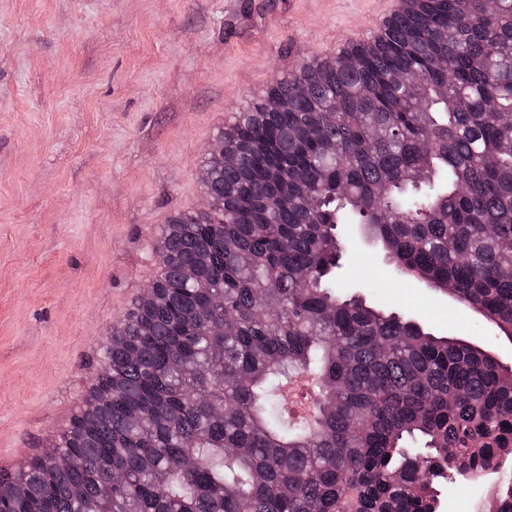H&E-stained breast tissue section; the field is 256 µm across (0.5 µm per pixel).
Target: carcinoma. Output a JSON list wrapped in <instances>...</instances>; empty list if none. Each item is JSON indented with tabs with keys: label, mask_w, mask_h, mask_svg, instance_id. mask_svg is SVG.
<instances>
[{
	"label": "carcinoma",
	"mask_w": 512,
	"mask_h": 512,
	"mask_svg": "<svg viewBox=\"0 0 512 512\" xmlns=\"http://www.w3.org/2000/svg\"><path fill=\"white\" fill-rule=\"evenodd\" d=\"M416 70L420 84L401 79ZM271 94L287 108L256 101L220 133L235 164L203 185L219 206L162 229L159 275L55 440L81 466L0 469V512H99L114 472L112 512H438L448 473L512 456L511 366L332 277L338 226L360 224L392 268L453 287L512 338V0L490 15L409 0L383 35L303 62ZM333 101L342 111H324ZM225 319L214 362L208 325ZM294 377L313 379L309 419L281 414ZM492 499L512 512V483Z\"/></svg>",
	"instance_id": "obj_1"
}]
</instances>
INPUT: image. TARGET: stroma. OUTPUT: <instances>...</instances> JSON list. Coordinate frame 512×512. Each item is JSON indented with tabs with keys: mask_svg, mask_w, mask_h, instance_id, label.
Listing matches in <instances>:
<instances>
[{
	"mask_svg": "<svg viewBox=\"0 0 512 512\" xmlns=\"http://www.w3.org/2000/svg\"><path fill=\"white\" fill-rule=\"evenodd\" d=\"M382 0H0V467L83 406L101 343L155 279L169 217L198 210L220 130ZM339 285L464 338L473 315L389 273L359 227Z\"/></svg>",
	"mask_w": 512,
	"mask_h": 512,
	"instance_id": "obj_1",
	"label": "stroma"
}]
</instances>
